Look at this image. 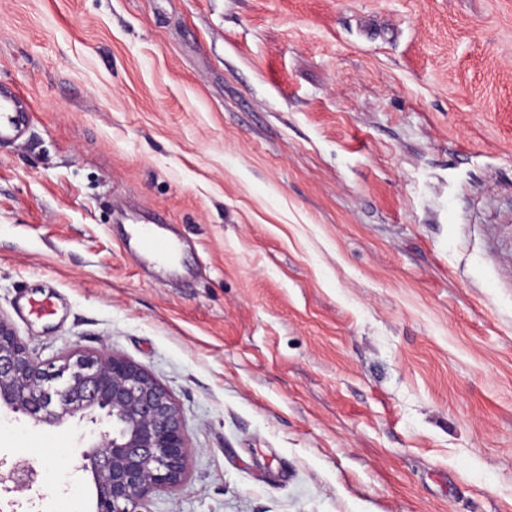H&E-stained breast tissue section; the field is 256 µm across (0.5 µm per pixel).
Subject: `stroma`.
<instances>
[{"mask_svg": "<svg viewBox=\"0 0 512 512\" xmlns=\"http://www.w3.org/2000/svg\"><path fill=\"white\" fill-rule=\"evenodd\" d=\"M0 83V311L172 394L145 512H512V0H0ZM110 428L0 410V512H95ZM32 111L30 102L14 87L0 84V141L19 140ZM130 240L136 242L146 258L159 266H169L178 249L176 242L160 237L157 230L147 228L134 229Z\"/></svg>", "mask_w": 512, "mask_h": 512, "instance_id": "35a3bbf8", "label": "stroma"}]
</instances>
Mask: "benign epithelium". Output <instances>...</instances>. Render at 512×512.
<instances>
[{
	"label": "benign epithelium",
	"instance_id": "1",
	"mask_svg": "<svg viewBox=\"0 0 512 512\" xmlns=\"http://www.w3.org/2000/svg\"><path fill=\"white\" fill-rule=\"evenodd\" d=\"M59 361L34 358L0 312V406L36 424L94 422L100 413L112 419V432L82 453L83 467L95 478V512H140L145 499L177 490L187 476L190 445L171 394L115 353L73 347ZM31 478L19 462L0 481L23 488Z\"/></svg>",
	"mask_w": 512,
	"mask_h": 512
}]
</instances>
